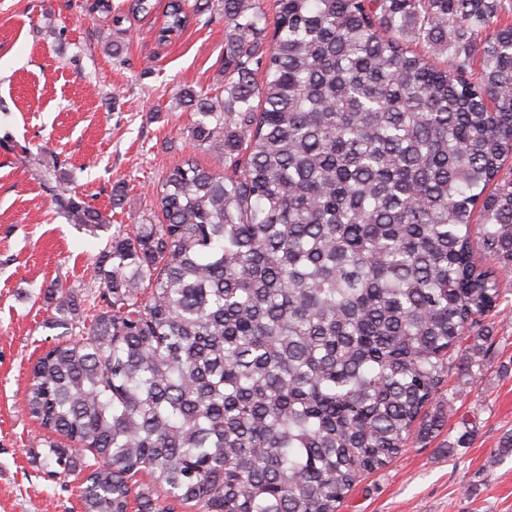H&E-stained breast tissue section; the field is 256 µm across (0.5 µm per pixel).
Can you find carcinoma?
<instances>
[{
	"label": "carcinoma",
	"mask_w": 512,
	"mask_h": 512,
	"mask_svg": "<svg viewBox=\"0 0 512 512\" xmlns=\"http://www.w3.org/2000/svg\"><path fill=\"white\" fill-rule=\"evenodd\" d=\"M210 2L169 0L157 40ZM275 4L263 48L260 0H223L224 99L181 94L219 170L171 167L163 221L112 235L88 329L56 286L66 340L34 364L26 408L51 477L91 453L84 512H166L130 485L141 472L204 512H339L424 425L512 271L501 0Z\"/></svg>",
	"instance_id": "1"
}]
</instances>
